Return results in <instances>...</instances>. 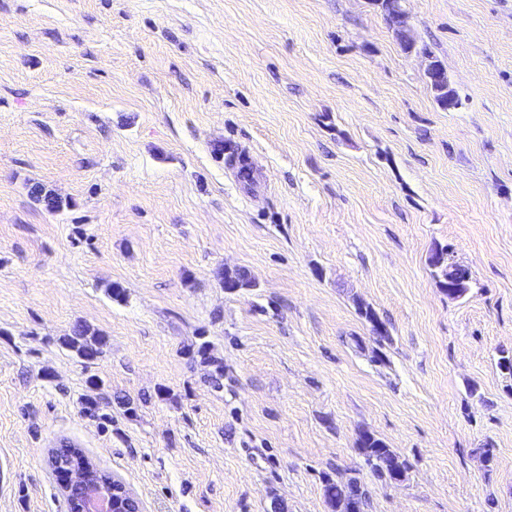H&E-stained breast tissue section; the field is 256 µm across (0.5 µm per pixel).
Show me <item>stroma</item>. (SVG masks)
Instances as JSON below:
<instances>
[{"instance_id": "35a3bbf8", "label": "stroma", "mask_w": 512, "mask_h": 512, "mask_svg": "<svg viewBox=\"0 0 512 512\" xmlns=\"http://www.w3.org/2000/svg\"><path fill=\"white\" fill-rule=\"evenodd\" d=\"M403 6L459 109L369 0H0V512H68L62 441L144 512H331L326 474L367 512H512V0ZM61 343L84 363H91L102 356L106 338L98 332H91L88 326L79 324L73 328L72 335L64 337ZM357 447L359 453L364 457L366 464L370 466L372 472L379 478L386 479L384 475L376 468L373 460L381 456H394L402 465L405 473H407V469L409 468L407 463L405 461H400L397 455L390 448H388L381 439L377 438L373 434L370 433V436L362 435L357 441ZM323 483L326 501L333 512H336L337 503L348 499H354L358 504L359 512H364L368 501V491L357 476H349L345 479L336 478L334 480L326 474Z\"/></svg>"}]
</instances>
